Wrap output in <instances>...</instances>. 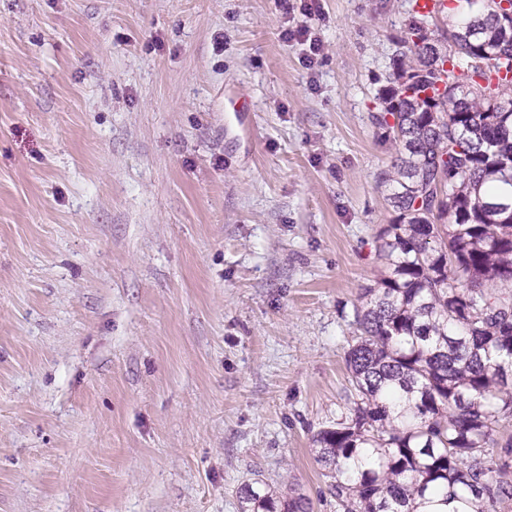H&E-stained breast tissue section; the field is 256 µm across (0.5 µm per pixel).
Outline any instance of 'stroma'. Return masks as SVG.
<instances>
[{"instance_id": "stroma-1", "label": "stroma", "mask_w": 512, "mask_h": 512, "mask_svg": "<svg viewBox=\"0 0 512 512\" xmlns=\"http://www.w3.org/2000/svg\"><path fill=\"white\" fill-rule=\"evenodd\" d=\"M319 3L310 69L300 0H0V512H341L409 4ZM311 28L308 25L297 26L295 29L285 28L282 30V38L288 42L295 41L300 45H305L309 41V53H305L304 62L309 68L314 65L315 57L322 51V42L317 36H311ZM244 512H309V502L301 496L281 499L265 487L248 486L243 496Z\"/></svg>"}]
</instances>
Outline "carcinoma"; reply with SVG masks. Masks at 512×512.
<instances>
[{"instance_id": "carcinoma-1", "label": "carcinoma", "mask_w": 512, "mask_h": 512, "mask_svg": "<svg viewBox=\"0 0 512 512\" xmlns=\"http://www.w3.org/2000/svg\"><path fill=\"white\" fill-rule=\"evenodd\" d=\"M452 21L410 12L377 125L399 158L384 271L354 309L351 406L313 436L343 512H496L512 497L485 445L512 416V22L503 0ZM244 512H310L248 486Z\"/></svg>"}]
</instances>
